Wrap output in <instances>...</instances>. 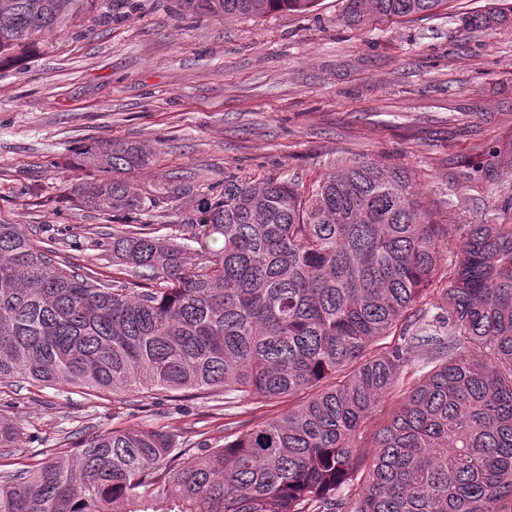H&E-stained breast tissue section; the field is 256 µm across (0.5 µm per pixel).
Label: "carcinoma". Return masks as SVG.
Masks as SVG:
<instances>
[{
  "mask_svg": "<svg viewBox=\"0 0 512 512\" xmlns=\"http://www.w3.org/2000/svg\"><path fill=\"white\" fill-rule=\"evenodd\" d=\"M317 0H178L197 16L306 12ZM345 22L430 13L447 0H345ZM141 0H0V70L57 31ZM466 31L512 27L496 0L459 16ZM81 165L88 209L122 213L108 247L122 277L103 282L0 223V383L305 400L220 447L163 427L101 431L67 460L0 472V512H512V224H466L457 238L422 212L408 173L366 158L336 162L311 188L234 174L179 212L189 232L134 225L166 197L127 174L151 167L141 141L92 142ZM472 168L479 185L512 172V141ZM219 235L212 251L203 239ZM431 288L448 306L398 325ZM398 336L380 352L374 341ZM411 386L360 445L399 379ZM19 427L0 416V448Z\"/></svg>",
  "mask_w": 512,
  "mask_h": 512,
  "instance_id": "1",
  "label": "carcinoma"
}]
</instances>
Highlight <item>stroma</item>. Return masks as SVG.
<instances>
[{
    "label": "stroma",
    "mask_w": 512,
    "mask_h": 512,
    "mask_svg": "<svg viewBox=\"0 0 512 512\" xmlns=\"http://www.w3.org/2000/svg\"><path fill=\"white\" fill-rule=\"evenodd\" d=\"M450 0L436 15L352 27L345 0L306 14L191 18L176 0H143L121 25L56 32L31 59L0 70V222L22 224L59 257L115 276L108 235L122 216L84 208L93 172L73 149L93 141L157 147L138 190L204 193L225 173L303 184L340 158L406 170L433 223L512 224V173L471 188L468 166L512 140V29L465 33ZM287 399L228 409L196 392L88 396L69 386L0 385V415L21 430L6 460L73 452L94 433L195 421L209 445L287 411Z\"/></svg>",
    "instance_id": "stroma-1"
}]
</instances>
